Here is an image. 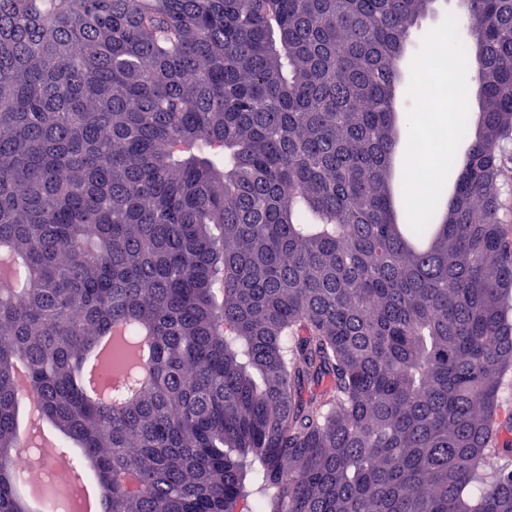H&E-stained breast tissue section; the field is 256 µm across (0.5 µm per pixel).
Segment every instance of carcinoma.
I'll return each instance as SVG.
<instances>
[{"mask_svg": "<svg viewBox=\"0 0 512 512\" xmlns=\"http://www.w3.org/2000/svg\"><path fill=\"white\" fill-rule=\"evenodd\" d=\"M434 2L0 0V512L18 360L101 512H512V0H463L482 105L433 225L391 178ZM117 326L153 365L126 339L136 396L90 403ZM406 139V124H403V122H401L399 129V145L392 166V184L394 188L393 202L396 209L398 208V205L404 207V204H406V190L400 178L401 158L399 153V148L400 146L403 148ZM124 328H114L107 336H103L99 342L89 350L85 356L81 384L85 398L90 402L119 403L129 397L133 388L129 387L127 393L121 397L112 396V386L104 379L101 373L102 362L113 344L122 341L126 336ZM154 350L148 336H140L131 349L132 362L137 370L146 373L154 360Z\"/></svg>", "mask_w": 512, "mask_h": 512, "instance_id": "obj_1", "label": "carcinoma"}]
</instances>
